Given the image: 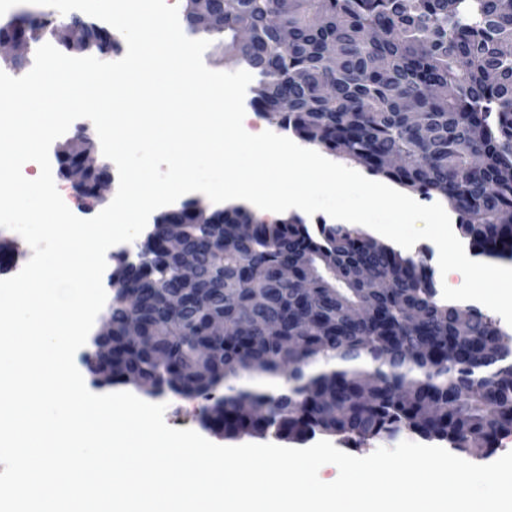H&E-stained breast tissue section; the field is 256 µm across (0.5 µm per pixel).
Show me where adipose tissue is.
<instances>
[{
  "label": "adipose tissue",
  "mask_w": 512,
  "mask_h": 512,
  "mask_svg": "<svg viewBox=\"0 0 512 512\" xmlns=\"http://www.w3.org/2000/svg\"><path fill=\"white\" fill-rule=\"evenodd\" d=\"M440 276L446 282L443 302L482 308L489 303L490 297L480 290V283L490 279H511L512 267L476 255L460 242L452 252L451 261L441 262Z\"/></svg>",
  "instance_id": "adipose-tissue-1"
}]
</instances>
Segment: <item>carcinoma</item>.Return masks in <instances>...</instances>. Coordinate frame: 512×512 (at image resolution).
<instances>
[{
	"label": "carcinoma",
	"mask_w": 512,
	"mask_h": 512,
	"mask_svg": "<svg viewBox=\"0 0 512 512\" xmlns=\"http://www.w3.org/2000/svg\"><path fill=\"white\" fill-rule=\"evenodd\" d=\"M224 24L183 33L224 47L254 76L252 105L305 143L426 197L438 194L475 253L512 262V0H216ZM63 22L19 14L0 37ZM162 215L147 261L123 262L106 314L112 378L206 402L226 437L339 435L358 446L403 432L484 458L512 434V350L486 312L435 300L433 274L351 224H217ZM176 235L201 274L181 280ZM224 318L228 333L210 335ZM130 321L153 340L124 337ZM286 378L267 393L258 381Z\"/></svg>",
	"instance_id": "carcinoma-1"
}]
</instances>
